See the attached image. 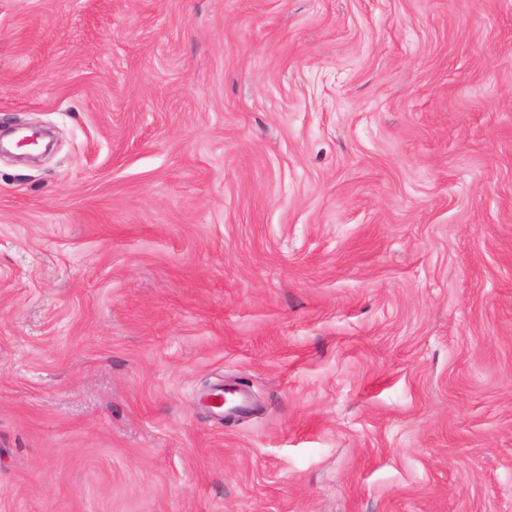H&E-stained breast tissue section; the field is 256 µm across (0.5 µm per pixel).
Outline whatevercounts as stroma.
<instances>
[{
	"instance_id": "1",
	"label": "stroma",
	"mask_w": 512,
	"mask_h": 512,
	"mask_svg": "<svg viewBox=\"0 0 512 512\" xmlns=\"http://www.w3.org/2000/svg\"><path fill=\"white\" fill-rule=\"evenodd\" d=\"M0 128V512H512V0H0Z\"/></svg>"
}]
</instances>
